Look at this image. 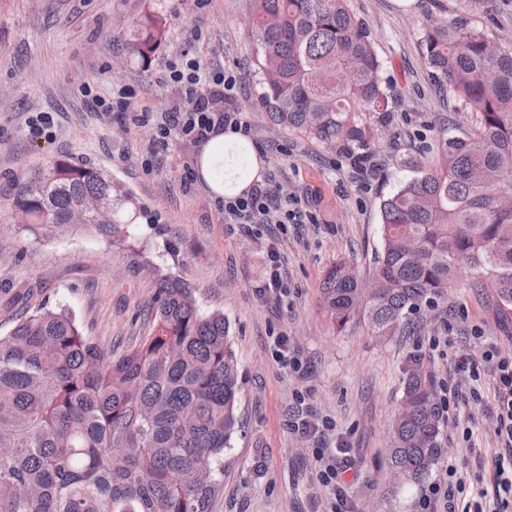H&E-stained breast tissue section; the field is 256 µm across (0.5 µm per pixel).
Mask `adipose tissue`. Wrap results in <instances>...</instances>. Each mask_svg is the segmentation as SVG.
Here are the masks:
<instances>
[{"label": "adipose tissue", "mask_w": 512, "mask_h": 512, "mask_svg": "<svg viewBox=\"0 0 512 512\" xmlns=\"http://www.w3.org/2000/svg\"><path fill=\"white\" fill-rule=\"evenodd\" d=\"M265 160L251 138L234 126L210 135L198 153L195 173L209 193L235 199L261 182Z\"/></svg>", "instance_id": "obj_1"}]
</instances>
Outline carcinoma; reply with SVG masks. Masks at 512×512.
I'll list each match as a JSON object with an SVG mask.
<instances>
[{"label": "carcinoma", "instance_id": "cac0c4a2", "mask_svg": "<svg viewBox=\"0 0 512 512\" xmlns=\"http://www.w3.org/2000/svg\"><path fill=\"white\" fill-rule=\"evenodd\" d=\"M260 102L269 122L361 164L377 151L387 83L370 28L347 0H254ZM164 36L151 17L137 44ZM460 20L426 24L421 41L440 92L461 101L475 131L441 137L431 159L379 204L382 250L364 294L355 269L332 265L320 285L331 322L363 313L376 336L409 328L467 265L473 286L512 306V44ZM89 197L115 221L70 215ZM128 200L112 177L59 159L16 187L14 210L38 233L124 239ZM153 329L118 357L86 338L67 310L41 305L0 335V512H210L224 448L239 428L238 360L224 313L200 311L194 290L153 267ZM409 370L387 431V468L419 483L444 455L430 376Z\"/></svg>", "mask_w": 512, "mask_h": 512}]
</instances>
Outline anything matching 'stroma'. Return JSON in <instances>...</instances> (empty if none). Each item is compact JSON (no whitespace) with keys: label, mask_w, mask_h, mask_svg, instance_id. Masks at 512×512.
I'll return each instance as SVG.
<instances>
[{"label":"stroma","mask_w":512,"mask_h":512,"mask_svg":"<svg viewBox=\"0 0 512 512\" xmlns=\"http://www.w3.org/2000/svg\"><path fill=\"white\" fill-rule=\"evenodd\" d=\"M371 29L388 79L389 120L375 125V171L322 145L272 128L258 103L261 74L249 25L253 0H0V334L21 309L46 303L71 311L84 336L121 354L152 327L156 282L151 268L188 283L202 311H223L241 376L240 428L224 451L220 489L211 512H328L332 490L318 478L319 448L344 441L355 465L346 473L353 512H421L422 484L388 496L386 427L398 409L402 379L422 359L435 386L458 391V413L442 416L445 446L464 471L479 470L496 437L474 383L455 358L480 357L485 344L512 355V309L492 290L471 288L461 269L447 297L413 318L407 336H372L363 317L336 331L321 307L319 285L337 260L372 278L382 246L379 204L407 176L411 160L431 158L441 134L470 131L461 102L440 100L422 55L428 17L467 22L512 40V0H348ZM165 26L150 57L134 45L148 17ZM233 72L236 104L265 159L264 180L294 200V224H261L252 236L226 223L194 170L197 146L160 141L155 124L128 112H103L94 96L129 90L155 116L184 107L168 67L184 53ZM50 113L47 136L32 137L28 121ZM112 176L137 219L123 244L92 234L45 238L22 229L9 201L16 185L59 158ZM281 254L285 293L261 287L267 247ZM288 339L283 366L275 340ZM451 340L446 352L432 340ZM332 426L309 438L289 430L301 405ZM462 415L475 448L455 434Z\"/></svg>","instance_id":"stroma-1"}]
</instances>
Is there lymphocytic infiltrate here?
<instances>
[{
	"mask_svg": "<svg viewBox=\"0 0 512 512\" xmlns=\"http://www.w3.org/2000/svg\"><path fill=\"white\" fill-rule=\"evenodd\" d=\"M170 80L180 86L190 107L177 110L157 126L159 138L178 136L193 144L205 141L220 128L243 123L234 104L237 79L221 69L210 68L196 57L169 67ZM223 100V110H215L214 100ZM224 213L238 224L244 235H252L258 224H291L296 219L289 200L265 185L255 186L244 198L224 204ZM459 372L472 380H488L494 389V401L487 409L495 425L496 448L491 459L488 481L468 484L459 474L456 460H449L440 475L422 491L424 512H512V355H503L493 345L487 346L480 359L457 357ZM320 479L332 488L330 512H352L348 504L343 475L352 467L349 448L338 444L321 449L318 455Z\"/></svg>",
	"mask_w": 512,
	"mask_h": 512,
	"instance_id": "lymphocytic-infiltrate-1",
	"label": "lymphocytic infiltrate"
}]
</instances>
